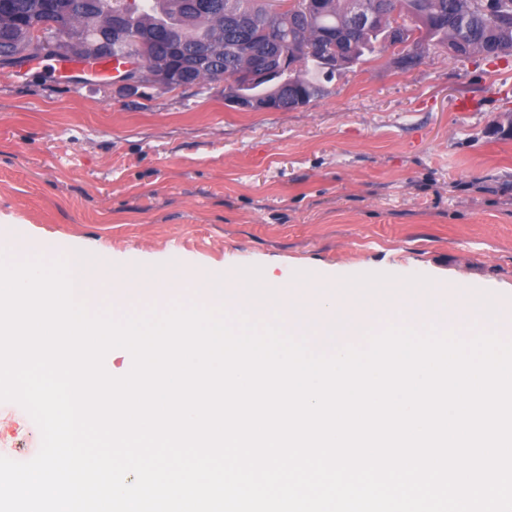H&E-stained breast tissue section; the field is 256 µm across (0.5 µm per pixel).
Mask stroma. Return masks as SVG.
Returning <instances> with one entry per match:
<instances>
[{
    "label": "stroma",
    "mask_w": 512,
    "mask_h": 512,
    "mask_svg": "<svg viewBox=\"0 0 512 512\" xmlns=\"http://www.w3.org/2000/svg\"><path fill=\"white\" fill-rule=\"evenodd\" d=\"M383 49L287 111L204 88L62 84L0 68V250L87 251L131 273L258 267L327 284L421 275L437 288L512 291V57L429 46L400 71ZM41 433L0 402V456Z\"/></svg>",
    "instance_id": "stroma-1"
}]
</instances>
